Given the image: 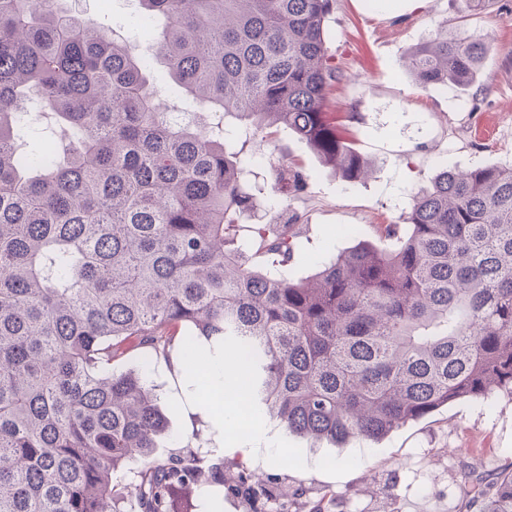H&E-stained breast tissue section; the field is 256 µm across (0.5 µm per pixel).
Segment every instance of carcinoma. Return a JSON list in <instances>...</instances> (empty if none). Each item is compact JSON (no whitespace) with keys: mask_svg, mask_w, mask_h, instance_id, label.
Segmentation results:
<instances>
[{"mask_svg":"<svg viewBox=\"0 0 512 512\" xmlns=\"http://www.w3.org/2000/svg\"><path fill=\"white\" fill-rule=\"evenodd\" d=\"M76 2L0 0V512H192L224 482L216 450L157 457L160 396L114 369L134 348L234 357L253 421L333 445L512 394V165L443 167L376 225L390 246L360 241L306 278L288 272L297 220L237 245L259 198L275 210L305 187L282 156L258 181L267 130L347 181L367 171L326 111L333 0H138L152 58L215 123L159 111L150 61ZM488 50L441 27L403 66L423 91L464 89ZM29 103L63 144L25 150ZM477 496L512 512V472Z\"/></svg>","mask_w":512,"mask_h":512,"instance_id":"obj_1","label":"carcinoma"}]
</instances>
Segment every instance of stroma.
<instances>
[{
    "instance_id": "stroma-1",
    "label": "stroma",
    "mask_w": 512,
    "mask_h": 512,
    "mask_svg": "<svg viewBox=\"0 0 512 512\" xmlns=\"http://www.w3.org/2000/svg\"><path fill=\"white\" fill-rule=\"evenodd\" d=\"M86 14L127 37L146 38L137 0H81ZM487 37L491 49L478 82L421 91L403 68L405 54L438 26ZM327 46L342 73L330 109L345 118L357 151L371 164L367 177L342 180L287 128H277L266 152L286 151L307 176L304 190L275 222L299 219L306 233L291 271L304 278L317 259L361 240L378 224L399 222L411 192L430 185L438 169L512 164V0L462 15L456 0H334ZM358 113L348 121V113ZM131 350L122 365H146L169 407L162 455L180 451L199 433L203 447L224 454V482L205 489L198 512H252L233 484L239 473L258 475L272 494L287 491L292 512H467L466 493L512 472V395L461 399L409 422L377 441L335 446L287 433L265 419L255 438L230 437L224 418L198 399L179 358L143 363Z\"/></svg>"
}]
</instances>
